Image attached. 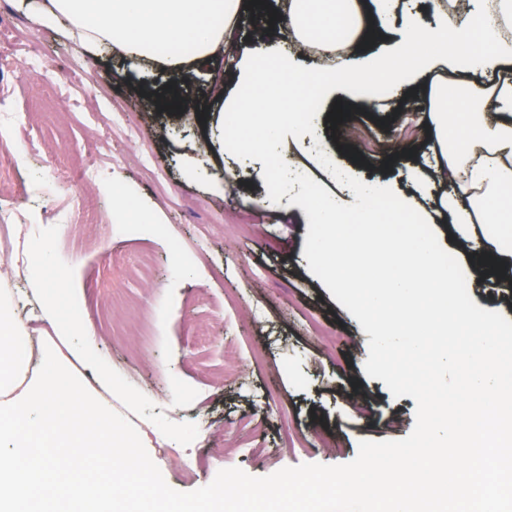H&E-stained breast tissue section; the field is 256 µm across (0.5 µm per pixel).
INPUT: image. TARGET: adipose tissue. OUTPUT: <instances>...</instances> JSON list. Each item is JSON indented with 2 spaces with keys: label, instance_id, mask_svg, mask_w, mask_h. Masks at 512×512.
<instances>
[{
  "label": "adipose tissue",
  "instance_id": "ef3b65f1",
  "mask_svg": "<svg viewBox=\"0 0 512 512\" xmlns=\"http://www.w3.org/2000/svg\"><path fill=\"white\" fill-rule=\"evenodd\" d=\"M244 6V0H27L25 8L41 27L66 18L75 31L74 53L94 54L110 44L131 61L163 57L176 67L186 61L199 66L222 52ZM361 7V0H289L274 28L292 38L293 52H284L276 37L263 36L237 63V81L258 85L254 97L225 95L223 79L212 81L213 94L234 120L233 135L271 147L284 127L302 128L308 82L296 56L312 43L329 49L328 35L340 18L359 15ZM478 12L485 20L469 34L444 25L428 28L406 16L383 52L350 51L322 83L353 87L389 80L402 67L424 76L439 65L454 66L459 54L470 55L474 78L466 99L449 97L444 81L426 90L436 171L453 178L440 205L449 223L498 224L512 242V0H488ZM264 61L274 63L278 82L259 85ZM489 104L498 114L492 123L481 113Z\"/></svg>",
  "mask_w": 512,
  "mask_h": 512
}]
</instances>
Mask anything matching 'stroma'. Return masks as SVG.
<instances>
[{"label": "stroma", "instance_id": "stroma-1", "mask_svg": "<svg viewBox=\"0 0 512 512\" xmlns=\"http://www.w3.org/2000/svg\"><path fill=\"white\" fill-rule=\"evenodd\" d=\"M0 113L28 109L47 92L48 112L32 115L33 132L11 130L0 147L11 155L0 184L14 186L22 212L0 252V286L26 290V351L53 347L102 403L133 423L173 489L209 484L224 468L266 476L302 463L344 464L362 439L405 438L416 403L393 397L363 365L369 336L308 269V226L300 206L253 207L267 196L257 160H240L221 142L223 114L211 91L244 96L231 57L204 68L158 63L130 68L118 51L72 53L62 28H40L12 0H0ZM178 108L165 106L167 92ZM122 102L139 131L129 138L107 109ZM334 102L321 94L310 116L317 139L291 154L292 168L330 195H346L314 151L366 180L398 191L439 196L428 169L432 141L425 82H394L375 97L352 89L341 102L346 142L332 141L326 120ZM66 182L48 181V172ZM121 184L147 223L123 214L112 196ZM442 247L465 268L474 303L512 320V301L488 287L485 250L491 224L435 225ZM50 242L51 263L31 276L29 242ZM73 273L85 305L82 328L60 340L54 320L39 311L42 289L60 271ZM112 374L101 391L99 366Z\"/></svg>", "mask_w": 512, "mask_h": 512}]
</instances>
